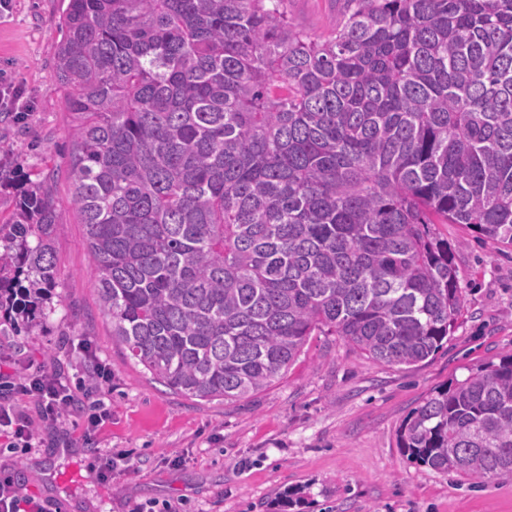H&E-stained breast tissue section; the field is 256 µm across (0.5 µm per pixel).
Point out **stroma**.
I'll return each mask as SVG.
<instances>
[{"label": "stroma", "instance_id": "1", "mask_svg": "<svg viewBox=\"0 0 512 512\" xmlns=\"http://www.w3.org/2000/svg\"><path fill=\"white\" fill-rule=\"evenodd\" d=\"M68 0H11L0 9V79L21 91L20 119L0 120V224L21 190L47 180L60 208L53 239L57 284L44 317L13 335L0 313V356L67 376L79 405L95 363L112 375L98 428L82 414L43 432L41 447L12 448L0 437V471L57 512H132L136 504L183 503L186 512H512V477L464 479L409 460L400 425L427 395L471 368L512 353V248L439 224L455 255L465 304L447 345L412 367L368 359L338 336H313L283 379L241 401H200L174 393L131 362L99 311L84 228L66 178L69 112L54 66ZM341 0H288L299 28L326 36ZM129 465L100 484L96 451Z\"/></svg>", "mask_w": 512, "mask_h": 512}]
</instances>
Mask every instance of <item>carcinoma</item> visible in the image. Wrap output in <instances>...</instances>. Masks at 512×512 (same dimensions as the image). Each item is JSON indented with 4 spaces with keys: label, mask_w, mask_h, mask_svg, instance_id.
Returning a JSON list of instances; mask_svg holds the SVG:
<instances>
[{
    "label": "carcinoma",
    "mask_w": 512,
    "mask_h": 512,
    "mask_svg": "<svg viewBox=\"0 0 512 512\" xmlns=\"http://www.w3.org/2000/svg\"><path fill=\"white\" fill-rule=\"evenodd\" d=\"M345 3L316 39L286 0H68L56 72L82 117L89 269L112 336L173 392L249 398L317 333L421 363L462 309L430 225L512 247V0ZM57 217L37 184L0 225V299L29 316ZM399 446L512 476V353L433 391Z\"/></svg>",
    "instance_id": "carcinoma-1"
}]
</instances>
